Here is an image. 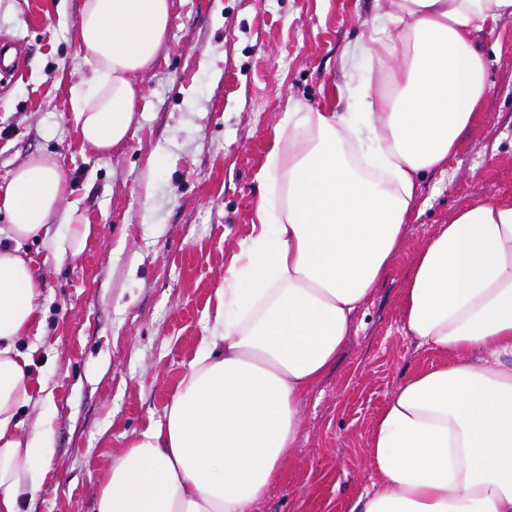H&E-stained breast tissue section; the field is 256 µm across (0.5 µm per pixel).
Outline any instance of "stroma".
<instances>
[{
    "label": "stroma",
    "mask_w": 512,
    "mask_h": 512,
    "mask_svg": "<svg viewBox=\"0 0 512 512\" xmlns=\"http://www.w3.org/2000/svg\"><path fill=\"white\" fill-rule=\"evenodd\" d=\"M81 0H0V48L22 70L0 86V180L52 156L66 190L51 225L94 234L74 260L27 242L44 297L34 389L21 410L50 455L22 512H95L103 473L159 419L213 312L224 262L255 217L257 175L285 112L329 104L361 73L345 53L391 0H172L168 35L140 77L139 123L107 156L68 122L90 79ZM488 92L444 170L419 186V213L386 277L356 313L336 362L300 408L285 477L255 512H346L377 478L369 437L390 396L439 353L402 329V293L424 243L457 209L512 194V17L477 34Z\"/></svg>",
    "instance_id": "35a3bbf8"
}]
</instances>
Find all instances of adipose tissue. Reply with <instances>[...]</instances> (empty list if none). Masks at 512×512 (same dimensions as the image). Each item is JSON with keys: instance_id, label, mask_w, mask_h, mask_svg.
I'll return each instance as SVG.
<instances>
[{"instance_id": "obj_1", "label": "adipose tissue", "mask_w": 512, "mask_h": 512, "mask_svg": "<svg viewBox=\"0 0 512 512\" xmlns=\"http://www.w3.org/2000/svg\"><path fill=\"white\" fill-rule=\"evenodd\" d=\"M349 57L348 112L294 109L276 127L261 197L214 291L215 309L163 416L106 469L96 512H253L282 480L308 392L390 268L422 178L444 166L487 93L476 32L512 0H392ZM171 0H82L78 39L93 76L71 89L84 150L109 155L138 123L139 76L170 24ZM64 194L55 160L0 182V512L41 490L40 429L23 430L43 295L23 242L48 237ZM403 329L441 362L412 372L369 442L378 476L348 512H512V195L457 211L419 250Z\"/></svg>"}]
</instances>
